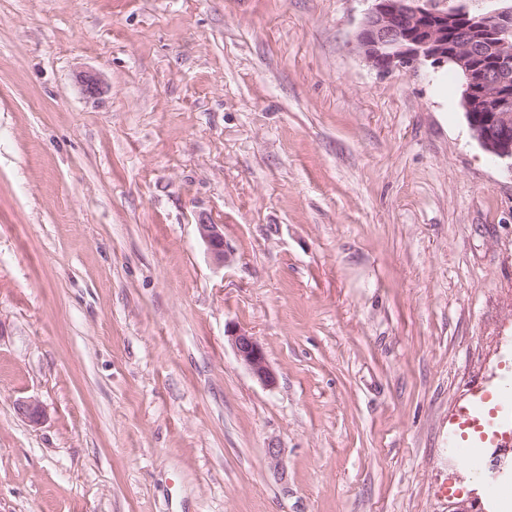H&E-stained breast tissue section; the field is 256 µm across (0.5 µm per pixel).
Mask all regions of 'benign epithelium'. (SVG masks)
Here are the masks:
<instances>
[{
    "label": "benign epithelium",
    "mask_w": 512,
    "mask_h": 512,
    "mask_svg": "<svg viewBox=\"0 0 512 512\" xmlns=\"http://www.w3.org/2000/svg\"><path fill=\"white\" fill-rule=\"evenodd\" d=\"M423 0H372L356 34L357 48L382 73L399 68L449 63L464 77L462 106L473 136L492 156L512 161V4L472 12L464 5L438 10ZM213 259L228 258L218 224H198ZM230 340L236 356L262 385L277 377L263 345L238 329ZM18 411L33 422L43 411L38 402L22 400Z\"/></svg>",
    "instance_id": "7a95c632"
}]
</instances>
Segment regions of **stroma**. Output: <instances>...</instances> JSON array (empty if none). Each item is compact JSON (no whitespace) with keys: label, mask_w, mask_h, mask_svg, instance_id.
<instances>
[{"label":"stroma","mask_w":512,"mask_h":512,"mask_svg":"<svg viewBox=\"0 0 512 512\" xmlns=\"http://www.w3.org/2000/svg\"><path fill=\"white\" fill-rule=\"evenodd\" d=\"M370 6L0 0V512H512V165ZM201 222L198 226L199 233L205 242L209 254L221 263H224L228 258L226 245L224 243V234L220 229V225L206 224ZM233 349L240 362L254 378L266 387H273L277 377L272 369L263 345L252 334L238 329L229 335Z\"/></svg>","instance_id":"1"}]
</instances>
